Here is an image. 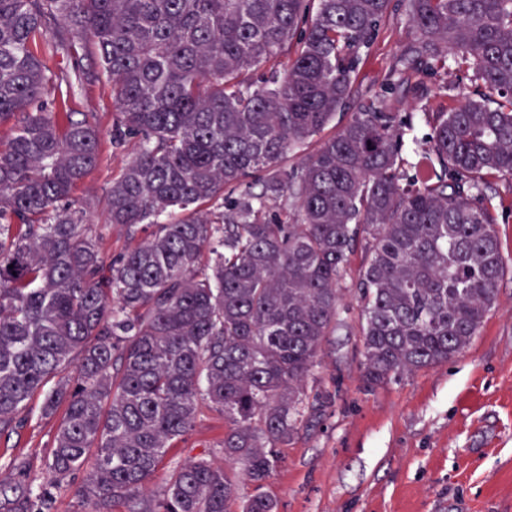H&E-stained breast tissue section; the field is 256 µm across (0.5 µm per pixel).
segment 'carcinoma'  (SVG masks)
<instances>
[{"mask_svg":"<svg viewBox=\"0 0 512 512\" xmlns=\"http://www.w3.org/2000/svg\"><path fill=\"white\" fill-rule=\"evenodd\" d=\"M399 2L410 39L384 88L360 93L391 0H0V437L41 397L59 418L48 484L96 451L75 489L85 512H276L265 485L327 399L321 352L341 312L357 311L372 388L479 335L505 274L512 0ZM82 46L112 84L107 131L64 111L82 77L41 60ZM452 69L469 86H441L430 147L403 158L417 142L405 99ZM105 136L134 152L103 223L133 239L153 227L117 257L64 204ZM202 402L224 414L223 461L191 460L144 498ZM47 510L48 492L0 486V512Z\"/></svg>","mask_w":512,"mask_h":512,"instance_id":"1","label":"carcinoma"}]
</instances>
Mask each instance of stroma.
Instances as JSON below:
<instances>
[{"mask_svg": "<svg viewBox=\"0 0 512 512\" xmlns=\"http://www.w3.org/2000/svg\"><path fill=\"white\" fill-rule=\"evenodd\" d=\"M402 10L391 11L371 56L356 78L360 91H377L407 40ZM47 73H92L69 107L112 125V88L90 49L45 54ZM125 160L102 143L100 162L72 197L96 217ZM505 205L497 226L506 273L479 336L448 362L367 389L357 351L356 313L344 314L324 348V407L283 449L284 459L266 483L277 512H512V179L495 184ZM23 423L0 438V483L46 485L43 458L58 426L37 402L19 412ZM224 416L200 404L192 428L168 449L152 480L161 494L169 474L193 458H217ZM23 471L13 470L12 462Z\"/></svg>", "mask_w": 512, "mask_h": 512, "instance_id": "obj_1", "label": "stroma"}]
</instances>
